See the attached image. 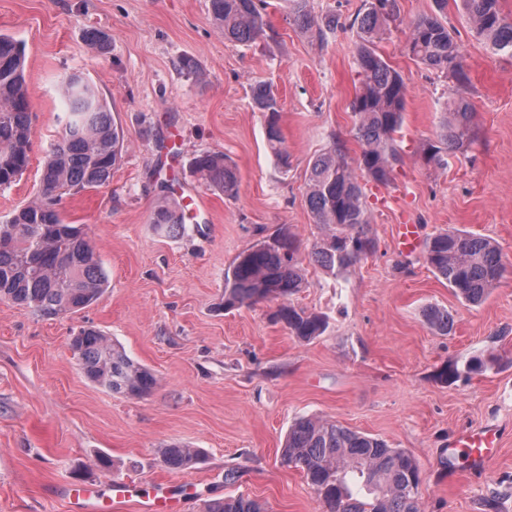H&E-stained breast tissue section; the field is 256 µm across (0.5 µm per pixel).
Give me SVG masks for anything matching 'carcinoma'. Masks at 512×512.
<instances>
[{
	"label": "carcinoma",
	"mask_w": 512,
	"mask_h": 512,
	"mask_svg": "<svg viewBox=\"0 0 512 512\" xmlns=\"http://www.w3.org/2000/svg\"><path fill=\"white\" fill-rule=\"evenodd\" d=\"M208 11L224 29V39L250 45L263 34L265 21L257 0H208ZM296 23L323 36L340 26L330 16L316 20L307 0H290ZM477 35L494 53L512 55V18L501 0H459ZM437 13L409 23V54L425 67L451 75L460 85L468 76L459 46L441 13L448 0H435ZM398 19L396 0H368L357 12L356 62L360 87L351 102L362 142L357 166L346 160L344 143L336 138L312 161L306 179L305 202L322 237L313 248L314 261L336 274L369 254L374 241L364 205V185L390 183L402 156L397 143L405 120L406 84L376 48V40ZM67 118L57 140L47 150L35 200L0 222V300L26 307L42 318L78 312L102 296L106 273L83 227L68 224L59 210L65 194L98 189L110 183L112 169L125 148V136L96 85L70 74L60 86ZM252 103L263 113L267 145L283 167L288 152L280 128V105L272 87H252ZM472 111L463 100L443 113L437 137L440 146L429 158L468 147L473 137ZM31 106L25 83L22 48L0 34V187L21 179L30 165ZM194 172L212 188L234 198L239 190L236 167L224 155L203 152L193 157ZM152 223L167 235H183L199 224L185 221L181 206L170 197L153 212ZM425 260L463 302L481 304L507 271L499 247L489 238L464 230H448L425 241ZM307 286L297 248L286 228L241 253L229 269L224 308L250 306L269 299L287 300ZM276 317L291 335L310 341L326 330L325 318L315 312L282 305ZM425 317L440 334L450 333L455 315L431 306ZM82 374L90 382L127 398L149 395L157 383L154 373L132 359L124 347L102 331L82 327L69 343ZM162 461L174 470H188L200 450L170 444L160 450ZM280 463L301 473L323 502L326 512H421L420 469L406 452L384 440L353 431L333 420L301 418L288 430ZM357 478L366 495L353 492ZM205 512H266L258 501L238 494L205 504Z\"/></svg>",
	"instance_id": "carcinoma-1"
}]
</instances>
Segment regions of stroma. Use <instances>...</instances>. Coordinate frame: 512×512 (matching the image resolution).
<instances>
[{"label":"stroma","mask_w":512,"mask_h":512,"mask_svg":"<svg viewBox=\"0 0 512 512\" xmlns=\"http://www.w3.org/2000/svg\"><path fill=\"white\" fill-rule=\"evenodd\" d=\"M362 4L309 0L315 18L342 23L320 37L297 26L289 0H263L265 31L243 46L225 41L208 0H0V33L25 49L33 127L26 173L0 187V220L37 191L65 121L58 85L66 74L97 85L127 139L109 184L61 205L96 248L108 278L102 297L51 320L0 301V512H69L60 486L111 481L160 486L184 512L241 493L267 512H324L303 474L280 464L290 426L311 416L413 456L422 512H487L494 492L499 512H512V57L493 53L452 4L448 28L469 81L438 76L407 52L410 21L434 13V0H397L399 19L377 49L407 87L402 161L388 185L365 186L374 250L329 274L311 258L320 230L305 176L333 139L349 163L361 153L350 103L359 85L352 21ZM91 29L110 36L106 54L89 48ZM186 56L198 74L180 69ZM259 82L281 107L285 169L253 108ZM452 98L472 106L475 136L438 165L424 149ZM206 151L236 166L237 197L191 172ZM165 180L175 198L208 200L196 217L201 231L166 236L151 224ZM401 224L417 225L423 239L451 227L488 236L510 268L481 305L462 303L422 248H400ZM283 225L308 281L292 302L328 321L310 341L274 320L278 301L224 306L235 258ZM431 305L454 313L452 333L428 324ZM83 326L151 369L152 393L124 398L87 380L69 348ZM447 366L460 372L448 383L438 378ZM477 424L501 429L496 456L480 473L447 479L442 448ZM172 443L200 449L198 464L165 466L157 450ZM102 454L111 471L99 467Z\"/></svg>","instance_id":"1"}]
</instances>
